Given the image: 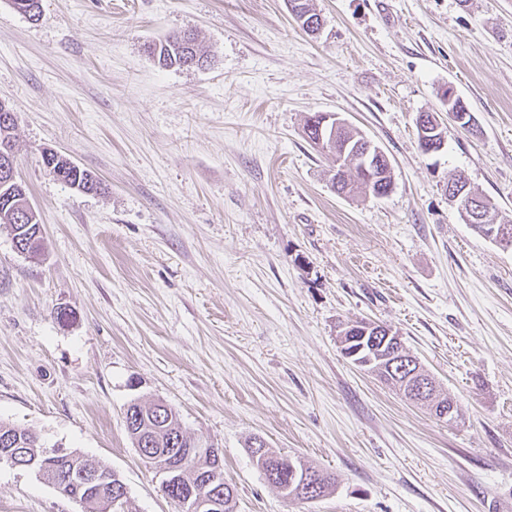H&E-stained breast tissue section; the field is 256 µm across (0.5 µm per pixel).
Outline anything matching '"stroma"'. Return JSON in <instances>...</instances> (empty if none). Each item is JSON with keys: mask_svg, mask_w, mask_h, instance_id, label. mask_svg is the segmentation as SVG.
Returning a JSON list of instances; mask_svg holds the SVG:
<instances>
[{"mask_svg": "<svg viewBox=\"0 0 512 512\" xmlns=\"http://www.w3.org/2000/svg\"><path fill=\"white\" fill-rule=\"evenodd\" d=\"M0 0V101L39 260L0 223V420L118 471L136 512H175L124 412L162 400L223 452L237 512H489L512 501V248L448 202L464 171L512 218V0ZM193 31L203 69L145 44ZM453 90L477 124L450 125ZM338 113L390 160L384 198L336 194L303 132ZM446 123L437 153L416 118ZM54 150L100 192L63 184ZM72 317L61 322L57 308ZM391 327L457 399L448 424L340 351L341 324ZM337 476L289 501L250 438ZM0 512H81L0 464ZM47 153L45 151L42 156L43 163L59 181L80 192H83L81 189L86 188L89 183L96 184L95 193L101 190V182L91 172L80 168L64 156H58L53 152H49V155Z\"/></svg>", "mask_w": 512, "mask_h": 512, "instance_id": "obj_1", "label": "stroma"}]
</instances>
